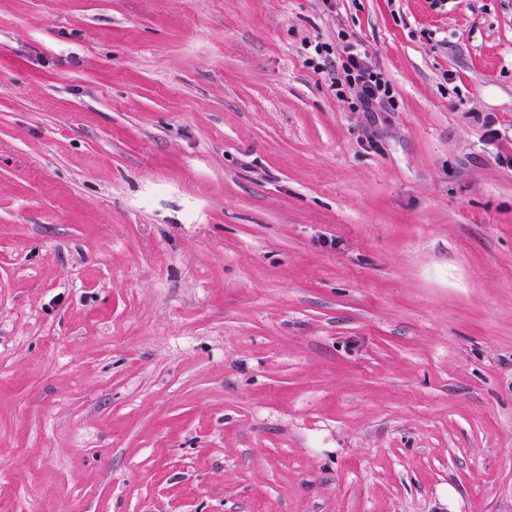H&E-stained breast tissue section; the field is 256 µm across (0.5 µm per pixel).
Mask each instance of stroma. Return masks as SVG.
<instances>
[{
  "label": "stroma",
  "instance_id": "stroma-1",
  "mask_svg": "<svg viewBox=\"0 0 512 512\" xmlns=\"http://www.w3.org/2000/svg\"><path fill=\"white\" fill-rule=\"evenodd\" d=\"M0 512H512V0H0ZM310 48H313V53L305 61L307 66L315 72H330L333 75L331 85L336 87L337 98L346 101L352 111L373 112L377 105L382 112H389V107L393 108L390 80L370 62L366 51L350 34L343 31L338 33L337 71L336 63L331 58L334 52L328 43L317 42Z\"/></svg>",
  "mask_w": 512,
  "mask_h": 512
}]
</instances>
